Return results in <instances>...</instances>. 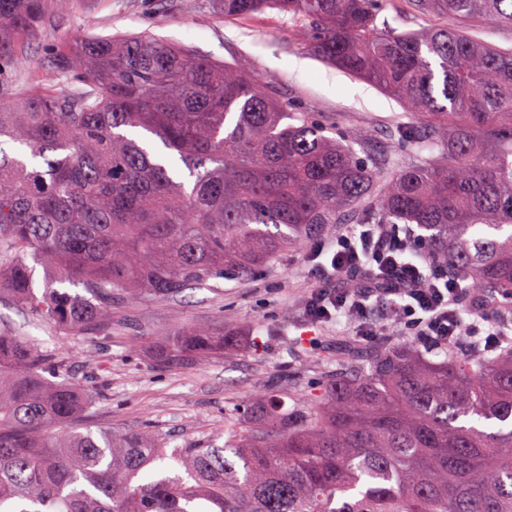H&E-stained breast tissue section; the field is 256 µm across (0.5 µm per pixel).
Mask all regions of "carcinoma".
<instances>
[{
    "instance_id": "cac0c4a2",
    "label": "carcinoma",
    "mask_w": 512,
    "mask_h": 512,
    "mask_svg": "<svg viewBox=\"0 0 512 512\" xmlns=\"http://www.w3.org/2000/svg\"><path fill=\"white\" fill-rule=\"evenodd\" d=\"M216 2L228 20L291 15L315 56L404 103L423 132L395 135L416 153L384 177L353 151L368 132L329 137L243 67L183 45L63 42L0 105V293L74 336L110 332L114 299L252 278L331 224H416L474 291L512 290V50L466 31L512 28V0H410L456 24L400 33L376 25L379 0ZM72 5L0 0V59ZM225 349L199 327L173 333L165 358ZM48 364L62 359L37 338L0 334V512H512L508 347L440 363L413 341L351 353L314 393L224 414V445L171 450L146 431L63 430L90 396Z\"/></svg>"
}]
</instances>
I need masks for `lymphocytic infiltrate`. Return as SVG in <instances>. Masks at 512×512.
Wrapping results in <instances>:
<instances>
[{
	"label": "lymphocytic infiltrate",
	"instance_id": "lymphocytic-infiltrate-1",
	"mask_svg": "<svg viewBox=\"0 0 512 512\" xmlns=\"http://www.w3.org/2000/svg\"><path fill=\"white\" fill-rule=\"evenodd\" d=\"M410 224H353L308 253L312 284L305 316L313 323L344 317L358 335H378L375 306L413 330L428 347L457 346L468 336H493L498 324L479 307H466L456 278L414 254Z\"/></svg>",
	"mask_w": 512,
	"mask_h": 512
}]
</instances>
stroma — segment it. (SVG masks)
<instances>
[{
    "instance_id": "1",
    "label": "stroma",
    "mask_w": 512,
    "mask_h": 512,
    "mask_svg": "<svg viewBox=\"0 0 512 512\" xmlns=\"http://www.w3.org/2000/svg\"><path fill=\"white\" fill-rule=\"evenodd\" d=\"M127 33L246 65L254 79L309 114L327 135L367 130L371 140L357 146L358 156L376 162L412 150L394 134L404 120L403 105L308 52L288 15L269 11L228 21L214 0H75L67 15L40 28L21 53L0 60V101L11 102L25 80L43 73L63 38ZM310 268L301 248L248 280L213 278L169 299H117L112 333L97 339L71 336L53 325L32 326L25 310L0 295V333L47 340L64 359L59 380L92 395L79 429L150 431L174 446L203 447L223 432L225 409L290 383L309 392L335 373L343 353L359 345L348 321L306 320ZM200 326L231 335L233 348L223 360L160 363L166 333Z\"/></svg>"
}]
</instances>
